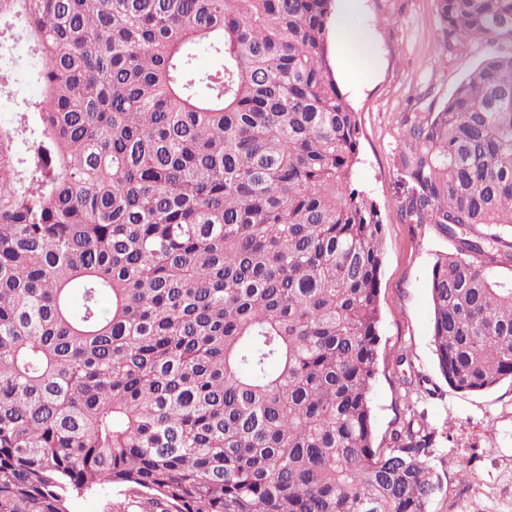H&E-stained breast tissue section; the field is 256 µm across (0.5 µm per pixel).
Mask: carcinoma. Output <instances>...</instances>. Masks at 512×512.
<instances>
[{
	"label": "carcinoma",
	"mask_w": 512,
	"mask_h": 512,
	"mask_svg": "<svg viewBox=\"0 0 512 512\" xmlns=\"http://www.w3.org/2000/svg\"><path fill=\"white\" fill-rule=\"evenodd\" d=\"M335 0H0L41 93L0 122V512H429L434 429L374 446L385 224ZM453 53L512 0H436ZM204 46L222 59L200 70ZM438 368L512 379V53L413 120ZM120 493L115 489H98L82 494L75 493L69 500L68 508L70 512H108L112 508L123 510V506H127L128 498Z\"/></svg>",
	"instance_id": "carcinoma-1"
}]
</instances>
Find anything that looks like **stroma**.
<instances>
[{"label": "stroma", "mask_w": 512, "mask_h": 512, "mask_svg": "<svg viewBox=\"0 0 512 512\" xmlns=\"http://www.w3.org/2000/svg\"><path fill=\"white\" fill-rule=\"evenodd\" d=\"M369 46L367 77L349 76L339 50L331 60L341 91L356 112L360 131L357 183L375 200L385 224L379 303L378 365L372 393L376 443H384L406 415L404 381L423 377L427 388L415 412L435 429L431 465L442 490L429 512H512V382L471 394L451 389L441 376L432 342L430 273L451 244L434 224L407 223L402 212L408 186L399 174L408 148L406 130L416 115L437 109L489 53L512 51V40L476 42L448 54L439 49L436 0H358L350 16ZM14 82L0 95V121L40 93L26 43L0 47ZM405 364H398L399 355ZM468 482H461L460 469Z\"/></svg>", "instance_id": "stroma-1"}]
</instances>
